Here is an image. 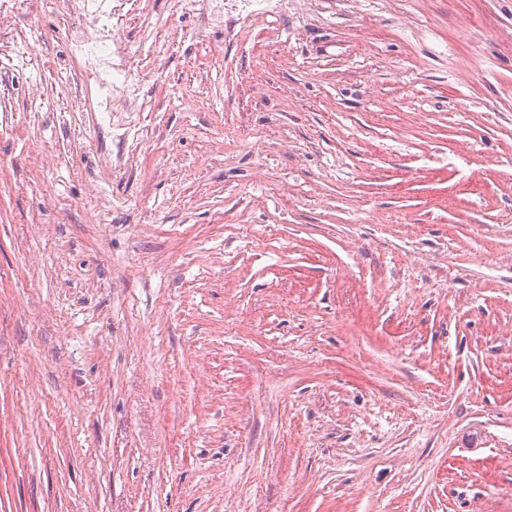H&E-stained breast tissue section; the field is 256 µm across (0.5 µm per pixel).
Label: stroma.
I'll list each match as a JSON object with an SVG mask.
<instances>
[{"label":"stroma","mask_w":512,"mask_h":512,"mask_svg":"<svg viewBox=\"0 0 512 512\" xmlns=\"http://www.w3.org/2000/svg\"><path fill=\"white\" fill-rule=\"evenodd\" d=\"M30 3L0 512H512V0H138L108 125Z\"/></svg>","instance_id":"obj_1"}]
</instances>
